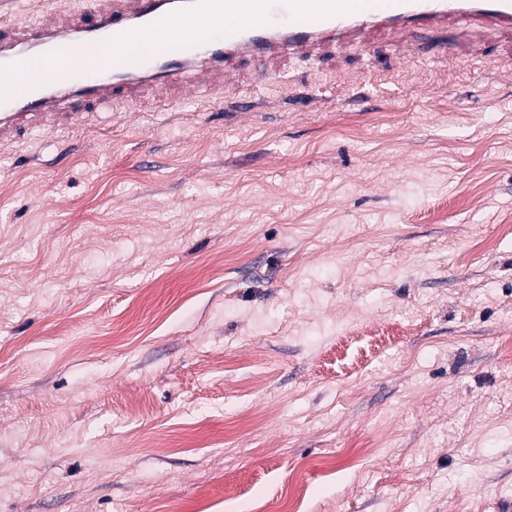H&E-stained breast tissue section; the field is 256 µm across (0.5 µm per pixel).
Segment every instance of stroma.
I'll use <instances>...</instances> for the list:
<instances>
[{"instance_id":"35a3bbf8","label":"stroma","mask_w":512,"mask_h":512,"mask_svg":"<svg viewBox=\"0 0 512 512\" xmlns=\"http://www.w3.org/2000/svg\"><path fill=\"white\" fill-rule=\"evenodd\" d=\"M266 68L0 146V512H512V37Z\"/></svg>"}]
</instances>
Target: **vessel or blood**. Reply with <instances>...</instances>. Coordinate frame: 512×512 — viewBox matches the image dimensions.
<instances>
[{"mask_svg":"<svg viewBox=\"0 0 512 512\" xmlns=\"http://www.w3.org/2000/svg\"><path fill=\"white\" fill-rule=\"evenodd\" d=\"M99 0L38 25L0 33V143L49 120L78 125L95 110L133 99L186 73L223 79L247 57L278 60L329 45L368 50L369 36L459 24L512 36V0ZM203 22L204 35L172 49L176 24ZM158 45L141 51L143 39Z\"/></svg>","mask_w":512,"mask_h":512,"instance_id":"vessel-or-blood-1","label":"vessel or blood"}]
</instances>
